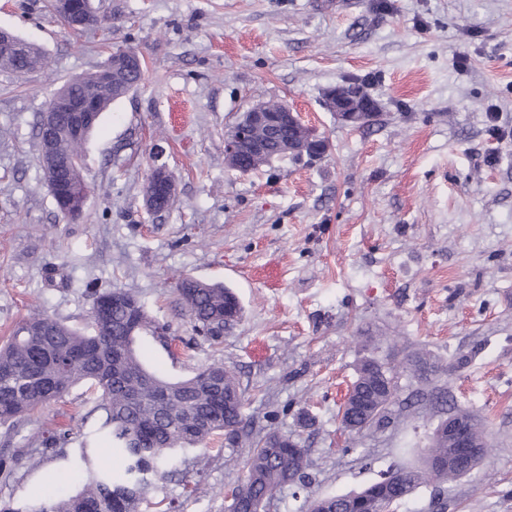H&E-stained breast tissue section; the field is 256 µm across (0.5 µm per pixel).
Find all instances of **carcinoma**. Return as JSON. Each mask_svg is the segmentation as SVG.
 Instances as JSON below:
<instances>
[{
	"label": "carcinoma",
	"instance_id": "cac0c4a2",
	"mask_svg": "<svg viewBox=\"0 0 512 512\" xmlns=\"http://www.w3.org/2000/svg\"><path fill=\"white\" fill-rule=\"evenodd\" d=\"M46 65L41 49L24 44L16 55L0 57V68L16 73ZM81 98L105 111L118 96L106 94L90 77L64 84ZM301 143L307 140L299 126H280L273 141ZM87 138L62 135L53 142L56 153L68 165L58 173L56 206L68 212L73 202L88 197L82 176L83 146ZM176 290L195 330L219 337L243 316L232 289L197 281L177 280ZM120 294L123 301H111ZM91 330L80 331L43 314L34 315L0 345V426L15 429L35 411L62 400L69 390L88 383L96 392L91 412L98 414L93 433L104 437L112 455L123 461L119 472L93 466L88 449L96 441L81 444L86 465L81 488L65 497L49 496L39 503L15 505L0 501V512H139L142 495L158 473V463L179 448L207 444L221 433L239 443L244 431L245 393L234 371L219 363L204 365L193 376L170 381L150 372L141 361L136 339L153 322L144 305L131 292L109 289L96 295L91 309ZM357 403L345 413L346 428L354 434L376 423L395 394L388 368L375 359L357 367L354 381ZM469 436L482 444L480 455L459 461L448 442V420L434 429L425 466L391 469L370 485L348 494L325 496L309 502L307 512H384L412 494L423 483H446L465 475L489 452L484 425L466 410L450 413ZM237 496H245L243 512L254 505L270 504L284 487L301 483L309 467L306 451L292 434L272 432L250 442Z\"/></svg>",
	"mask_w": 512,
	"mask_h": 512
}]
</instances>
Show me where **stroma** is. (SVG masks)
I'll list each match as a JSON object with an SVG mask.
<instances>
[{
	"instance_id": "obj_1",
	"label": "stroma",
	"mask_w": 512,
	"mask_h": 512,
	"mask_svg": "<svg viewBox=\"0 0 512 512\" xmlns=\"http://www.w3.org/2000/svg\"><path fill=\"white\" fill-rule=\"evenodd\" d=\"M94 0L110 31L74 35L46 0H0V28L48 64L0 70V341L44 313L89 329L94 294H136L164 335L137 343L165 379L230 366L248 430L298 435L308 488L271 512L342 495L391 466L423 464L456 409L486 426L489 455L470 473L419 486L394 512H512V0ZM145 79L100 116L86 145L83 217H64L44 181L38 123L70 79L116 49ZM351 82L378 102L364 126L338 123L326 90ZM266 101L287 103L331 144L327 157L243 175L224 134ZM176 197L144 210L150 169ZM230 287L242 321L195 331L179 275ZM391 368L383 426L345 432L337 415L363 357ZM94 394L73 387L16 432L0 428V500L72 494ZM69 431L64 452L44 433ZM248 445L223 437L175 456L140 512H225Z\"/></svg>"
}]
</instances>
